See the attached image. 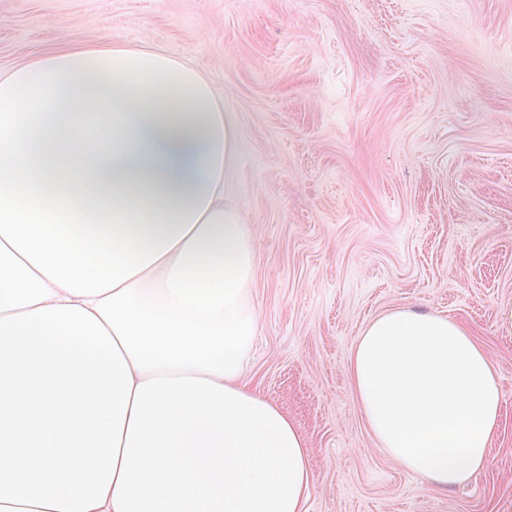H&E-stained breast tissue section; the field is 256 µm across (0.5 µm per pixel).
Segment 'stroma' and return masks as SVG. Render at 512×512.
I'll return each instance as SVG.
<instances>
[{
  "mask_svg": "<svg viewBox=\"0 0 512 512\" xmlns=\"http://www.w3.org/2000/svg\"><path fill=\"white\" fill-rule=\"evenodd\" d=\"M103 36L188 59L238 133L256 241L246 376L306 434V512H512V0H0V69ZM399 308L499 372L492 463L448 489L380 451L349 361Z\"/></svg>",
  "mask_w": 512,
  "mask_h": 512,
  "instance_id": "stroma-1",
  "label": "stroma"
}]
</instances>
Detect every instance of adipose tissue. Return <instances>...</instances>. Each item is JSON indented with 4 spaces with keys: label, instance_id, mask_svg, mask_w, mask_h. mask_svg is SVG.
<instances>
[{
    "label": "adipose tissue",
    "instance_id": "adipose-tissue-1",
    "mask_svg": "<svg viewBox=\"0 0 512 512\" xmlns=\"http://www.w3.org/2000/svg\"><path fill=\"white\" fill-rule=\"evenodd\" d=\"M193 62L106 38L0 71V512H306L310 446L245 378L257 249ZM378 448L456 485L502 395L451 318L371 319L350 359Z\"/></svg>",
    "mask_w": 512,
    "mask_h": 512
}]
</instances>
